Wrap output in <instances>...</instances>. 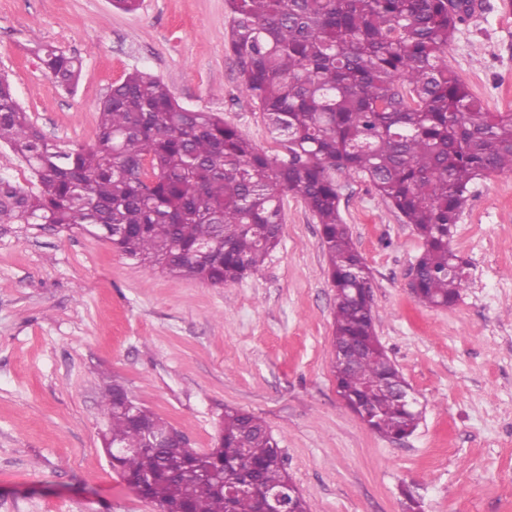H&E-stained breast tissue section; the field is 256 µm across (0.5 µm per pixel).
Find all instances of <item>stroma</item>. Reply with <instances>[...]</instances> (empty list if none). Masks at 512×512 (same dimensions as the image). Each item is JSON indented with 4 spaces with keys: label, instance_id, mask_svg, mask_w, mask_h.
Returning a JSON list of instances; mask_svg holds the SVG:
<instances>
[{
    "label": "stroma",
    "instance_id": "obj_1",
    "mask_svg": "<svg viewBox=\"0 0 512 512\" xmlns=\"http://www.w3.org/2000/svg\"><path fill=\"white\" fill-rule=\"evenodd\" d=\"M448 64L489 112H512V0H474ZM224 0H0V70L53 143L93 144L100 99L128 72L160 78L284 155L244 92ZM81 57L77 88L36 44ZM339 210L371 273L379 341L423 418L394 442L343 404L330 367L335 290L320 226L283 199L280 243L227 286L144 269L102 239L0 224V512H158L103 451L101 393L122 383L211 448L225 408L265 420L308 512H512V173L471 185L450 240L467 282L450 308L409 290L423 241L361 174H337Z\"/></svg>",
    "mask_w": 512,
    "mask_h": 512
}]
</instances>
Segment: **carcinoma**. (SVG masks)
Returning a JSON list of instances; mask_svg holds the SVG:
<instances>
[{"instance_id":"carcinoma-1","label":"carcinoma","mask_w":512,"mask_h":512,"mask_svg":"<svg viewBox=\"0 0 512 512\" xmlns=\"http://www.w3.org/2000/svg\"><path fill=\"white\" fill-rule=\"evenodd\" d=\"M230 44L246 94L288 158L259 150L213 112L181 106L165 84L134 70L98 106L88 147L49 142L0 73V143L37 176L39 190L0 178V224H50L110 242L127 259L167 275L224 287L256 273L280 242L286 193L321 224L336 290L331 368L369 429L399 440L421 412L378 341L369 269L339 211L336 173L358 172L415 226L424 249L417 304L454 305L466 288L449 247L471 183L512 172V112H485L448 65V44L472 4L448 0H224ZM51 78L73 89L82 61L38 47ZM150 186L142 188V179ZM357 354L356 363L338 360ZM127 389L105 388V451L112 468L159 512H260L258 494L293 484L284 452L261 418L224 410L200 457L170 441L169 424L136 412ZM206 469L256 494L228 497Z\"/></svg>"}]
</instances>
